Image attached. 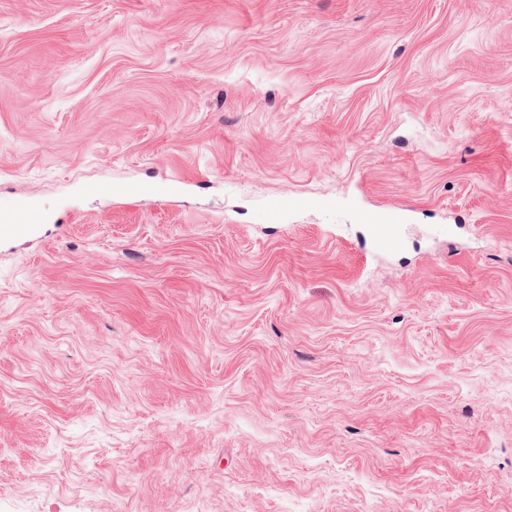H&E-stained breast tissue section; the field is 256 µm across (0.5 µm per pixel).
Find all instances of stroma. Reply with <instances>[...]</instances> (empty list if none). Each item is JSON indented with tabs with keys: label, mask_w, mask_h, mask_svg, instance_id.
<instances>
[{
	"label": "stroma",
	"mask_w": 512,
	"mask_h": 512,
	"mask_svg": "<svg viewBox=\"0 0 512 512\" xmlns=\"http://www.w3.org/2000/svg\"><path fill=\"white\" fill-rule=\"evenodd\" d=\"M0 214V512H512V0H0Z\"/></svg>",
	"instance_id": "1"
}]
</instances>
